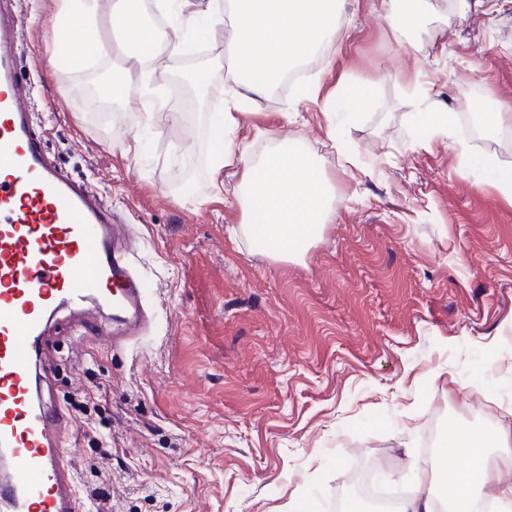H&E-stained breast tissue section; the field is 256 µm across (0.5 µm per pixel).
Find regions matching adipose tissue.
I'll return each instance as SVG.
<instances>
[{
    "label": "adipose tissue",
    "mask_w": 512,
    "mask_h": 512,
    "mask_svg": "<svg viewBox=\"0 0 512 512\" xmlns=\"http://www.w3.org/2000/svg\"><path fill=\"white\" fill-rule=\"evenodd\" d=\"M61 24L54 34L62 46L80 39L75 64L104 50L95 26L98 0H54ZM483 0H381L384 17L397 36L435 19L465 17ZM171 28L207 31L223 19L225 39L235 52L229 73L236 90L211 132L223 137L239 125L236 109L241 93L251 100L268 97L282 72L323 52L333 41L339 22V0H165ZM112 30L120 35L127 55L161 70L165 44L157 41L144 21L142 0H115ZM265 73L262 81L254 73ZM239 176L237 202L245 236L265 239L272 256L290 255L314 225L329 217L332 186L315 162L288 142L277 144L262 161H253L244 148L227 143L211 163L214 186L224 184L225 169ZM512 459V431L501 430L494 439L472 428L454 430L432 460L419 466L410 493L397 512H478L480 503L496 504L512 512V485L504 483L501 462Z\"/></svg>",
    "instance_id": "adipose-tissue-1"
}]
</instances>
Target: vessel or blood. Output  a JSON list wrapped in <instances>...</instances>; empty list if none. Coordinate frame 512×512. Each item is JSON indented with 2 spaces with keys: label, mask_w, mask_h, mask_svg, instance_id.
<instances>
[{
  "label": "vessel or blood",
  "mask_w": 512,
  "mask_h": 512,
  "mask_svg": "<svg viewBox=\"0 0 512 512\" xmlns=\"http://www.w3.org/2000/svg\"><path fill=\"white\" fill-rule=\"evenodd\" d=\"M20 0H0V512H85L73 467L74 421L40 384L42 340L64 308L82 338L109 312L124 337L149 316L128 227L89 182L49 156L21 72Z\"/></svg>",
  "instance_id": "obj_1"
}]
</instances>
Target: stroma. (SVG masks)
Returning <instances> with one entry per match:
<instances>
[{
	"label": "stroma",
	"instance_id": "1",
	"mask_svg": "<svg viewBox=\"0 0 512 512\" xmlns=\"http://www.w3.org/2000/svg\"><path fill=\"white\" fill-rule=\"evenodd\" d=\"M497 4L401 42L379 0H348L300 86L251 104L238 137L253 159L290 141L336 188L329 223L277 260L229 237L240 207L211 188L209 157L223 144L209 115L231 68L223 30L210 39L207 111L187 91L175 104L194 130L178 151L144 109L169 92L178 51L99 109L88 69L122 67L108 51L68 66L52 0H23L21 67L39 85L50 157L128 224L152 312L143 334L113 348L78 344L64 310L45 342L48 385L75 421L87 512L99 491L109 512H288L293 498L306 512H345L361 471L411 489L432 418L443 437L512 425V199L490 182L512 165V144L477 140L467 122L512 105V0ZM433 99L452 112L454 137L422 119ZM292 107L302 121L288 119Z\"/></svg>",
	"mask_w": 512,
	"mask_h": 512
}]
</instances>
